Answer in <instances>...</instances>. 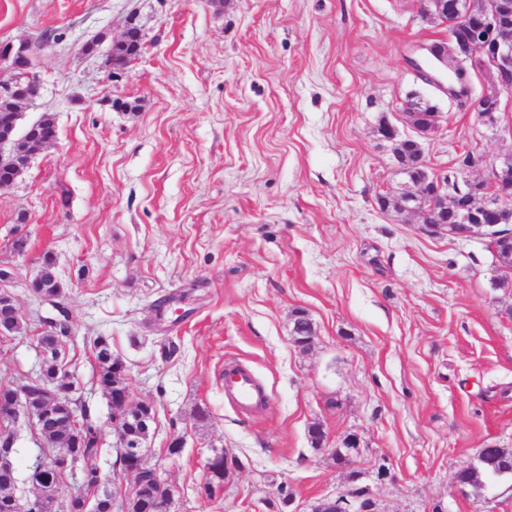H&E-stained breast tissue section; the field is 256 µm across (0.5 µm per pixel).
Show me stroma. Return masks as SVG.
<instances>
[{
    "label": "stroma",
    "instance_id": "1",
    "mask_svg": "<svg viewBox=\"0 0 512 512\" xmlns=\"http://www.w3.org/2000/svg\"><path fill=\"white\" fill-rule=\"evenodd\" d=\"M131 19L144 47L123 71L82 53ZM448 37L419 0H0V43L30 45L41 85L25 119L58 131L0 188V267L25 326L0 337V381L23 385L37 336L67 325L78 393L109 427L93 352L109 337L132 400L155 409L145 461L170 512H311L346 482L314 423L335 446L356 435L366 471L389 466L371 483L380 512H512L510 480L478 497L455 484L479 449L512 448V288L494 287L488 241L377 204L397 184L378 127L412 135L407 101L442 114L424 144L436 172L512 149V95L493 126L470 104L490 73L469 70L463 100L414 68ZM47 255L55 305L28 289ZM163 296L180 310L160 329ZM297 308L317 329L307 351ZM232 363L267 388L255 414L224 399ZM219 451L234 467L213 487ZM290 335L292 338L297 336L314 343L317 336L316 328L312 319L304 310H295L292 313Z\"/></svg>",
    "mask_w": 512,
    "mask_h": 512
}]
</instances>
